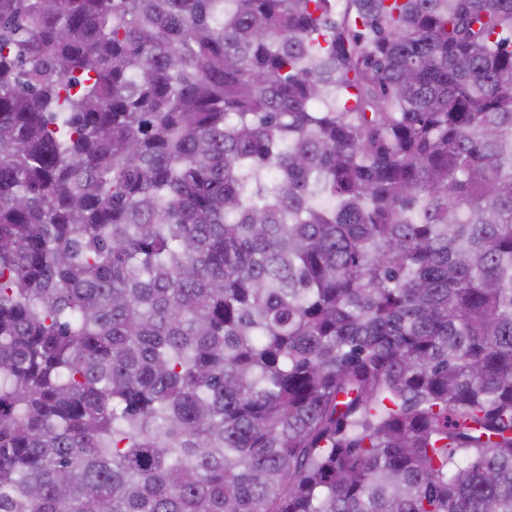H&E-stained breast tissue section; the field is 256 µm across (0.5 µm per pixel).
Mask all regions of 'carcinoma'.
I'll return each mask as SVG.
<instances>
[{
  "label": "carcinoma",
  "mask_w": 512,
  "mask_h": 512,
  "mask_svg": "<svg viewBox=\"0 0 512 512\" xmlns=\"http://www.w3.org/2000/svg\"><path fill=\"white\" fill-rule=\"evenodd\" d=\"M0 512H512V0H0Z\"/></svg>",
  "instance_id": "obj_1"
}]
</instances>
